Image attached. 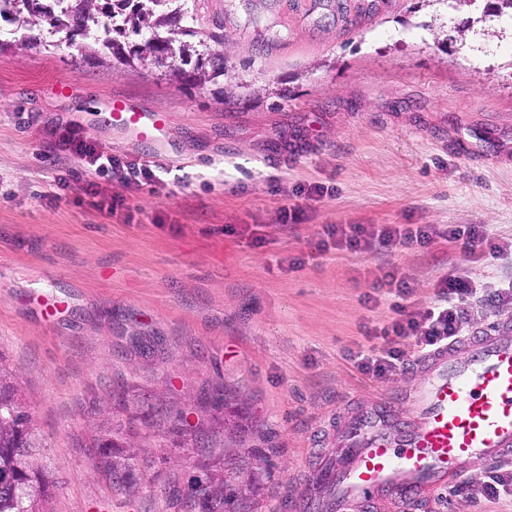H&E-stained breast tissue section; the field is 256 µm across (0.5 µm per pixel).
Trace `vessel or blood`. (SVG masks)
<instances>
[{
  "label": "vessel or blood",
  "instance_id": "1",
  "mask_svg": "<svg viewBox=\"0 0 512 512\" xmlns=\"http://www.w3.org/2000/svg\"><path fill=\"white\" fill-rule=\"evenodd\" d=\"M164 119L116 108L106 121L153 139ZM414 368L423 383L409 408L382 403L351 414L344 456L312 473L330 487L334 512L355 503L405 510L474 475L477 464L512 459V336L494 326L463 346L423 355Z\"/></svg>",
  "mask_w": 512,
  "mask_h": 512
}]
</instances>
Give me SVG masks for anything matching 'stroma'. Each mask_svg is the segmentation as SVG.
<instances>
[{
  "label": "stroma",
  "instance_id": "stroma-1",
  "mask_svg": "<svg viewBox=\"0 0 512 512\" xmlns=\"http://www.w3.org/2000/svg\"><path fill=\"white\" fill-rule=\"evenodd\" d=\"M193 9L228 57V76L202 88L113 67L96 45L34 49L8 35L0 48V354L58 480L51 512H191L168 494L216 455L256 486L239 512H292L309 473L342 453L353 409L421 385L407 370L358 368L364 326L395 316L367 301L373 283L399 269L417 311L453 272L488 288L512 281L497 255L512 249V17L495 0ZM234 79L250 93L232 101ZM113 98L167 113L163 139L104 126ZM69 131L157 166L158 183L138 191L87 169L100 194L126 197L134 223L53 194L76 164L58 146ZM288 202L303 222L283 224ZM325 224H430L439 235L425 249L322 253ZM470 224L491 247L469 255L447 239ZM46 300L62 313L41 316ZM219 384L249 408L234 436L200 409ZM106 419L154 438L135 488L93 468L87 445ZM416 512H512V497L453 496Z\"/></svg>",
  "mask_w": 512,
  "mask_h": 512
}]
</instances>
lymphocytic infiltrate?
<instances>
[{
    "mask_svg": "<svg viewBox=\"0 0 512 512\" xmlns=\"http://www.w3.org/2000/svg\"><path fill=\"white\" fill-rule=\"evenodd\" d=\"M67 144L75 157L88 164H101L109 169L114 178L129 189L138 190L152 183L156 175L149 166L131 167L118 158L96 153L82 141L68 139ZM59 188H75L88 198L90 207L108 213L124 212L126 221H133V213L127 212L126 199L122 196L99 195L92 182L84 180L81 169H72L67 178L61 179ZM436 231L429 224H326L322 227L317 248L325 252L334 248L349 253H358L381 245L391 249L425 248L434 240ZM411 292L407 279L396 282L397 300L392 308L397 314L391 324L371 329L370 334L378 343L371 348L370 356L360 363L362 372L382 377L409 363V350L429 352L443 345H450L466 334L467 316L464 302L476 296L489 303L512 299L511 288H477L470 280L451 275L437 284V301L433 306L416 312L407 311L403 300ZM404 340V347H397V340ZM480 492L486 499H497L501 495L512 496V471L491 468L466 478L457 484L453 492L457 495Z\"/></svg>",
    "mask_w": 512,
    "mask_h": 512,
    "instance_id": "f902f5d3",
    "label": "lymphocytic infiltrate"
}]
</instances>
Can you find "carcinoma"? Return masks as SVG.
Here are the masks:
<instances>
[{"instance_id":"cac0c4a2","label":"carcinoma","mask_w":512,"mask_h":512,"mask_svg":"<svg viewBox=\"0 0 512 512\" xmlns=\"http://www.w3.org/2000/svg\"><path fill=\"white\" fill-rule=\"evenodd\" d=\"M189 13V0H0V22L23 31L22 40L31 46L59 35L72 44L78 39L100 44L123 66H159L166 58L177 81L203 87L228 67L208 62L221 36L172 24ZM12 378L0 355V512H49L56 481L35 461L32 417ZM145 447L147 441L128 442L122 425L106 422L96 443L95 467L112 484L129 488L137 484ZM195 469L197 474L184 488H174L170 498L190 504L195 512H236L235 501L224 493L235 478L223 476L221 459Z\"/></svg>"}]
</instances>
